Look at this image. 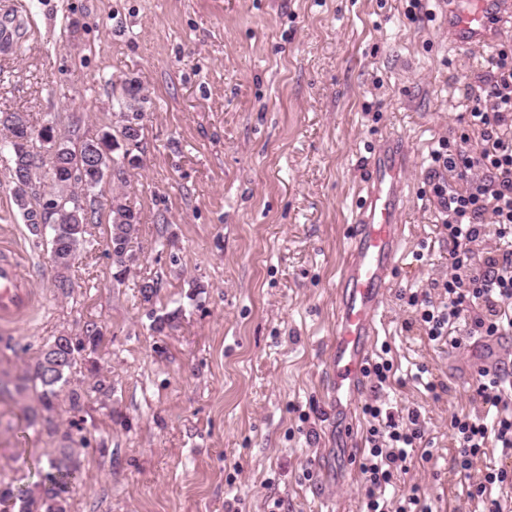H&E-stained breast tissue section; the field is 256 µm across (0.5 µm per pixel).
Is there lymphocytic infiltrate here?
I'll list each match as a JSON object with an SVG mask.
<instances>
[{
	"label": "lymphocytic infiltrate",
	"mask_w": 512,
	"mask_h": 512,
	"mask_svg": "<svg viewBox=\"0 0 512 512\" xmlns=\"http://www.w3.org/2000/svg\"><path fill=\"white\" fill-rule=\"evenodd\" d=\"M457 138L439 140L430 153L428 183L448 235L452 273L406 295L428 339L460 347L463 336L512 335V45L496 44ZM497 248L476 253L488 234ZM480 410L450 421L452 472L483 463L465 488L483 512H512V470L489 461V450L512 457V372L482 371L476 388ZM369 428L359 470L362 512H431L417 493L391 494L415 454L429 456L425 425L414 409L381 399L365 404Z\"/></svg>",
	"instance_id": "lymphocytic-infiltrate-1"
}]
</instances>
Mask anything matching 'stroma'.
Returning a JSON list of instances; mask_svg holds the SVG:
<instances>
[{"label": "stroma", "instance_id": "obj_1", "mask_svg": "<svg viewBox=\"0 0 512 512\" xmlns=\"http://www.w3.org/2000/svg\"><path fill=\"white\" fill-rule=\"evenodd\" d=\"M450 0H0V111L55 116L91 137L111 130L114 93L137 78L150 107L127 205L140 216L137 264L114 284L107 254L112 191L52 286L46 239L14 203L0 153V227L40 301L32 322L0 328V380L31 374L55 336L97 325L56 401L59 433L86 435L69 512H360V474L322 481L328 448L326 354L353 204L375 145L403 140L408 200L387 303L377 319L398 371L388 395L418 409L432 456L413 458L402 490L432 512H478L449 470L452 415L473 412L482 362L469 345L428 341L400 293L450 271L425 183L428 154L454 137L488 46L448 43ZM159 290L153 308L143 280ZM176 313L151 330L152 314ZM98 373H91V364ZM425 366L433 396L405 375ZM111 391L92 393L96 381ZM85 390L71 409V389ZM0 404V481L34 488L55 443Z\"/></svg>", "mask_w": 512, "mask_h": 512}]
</instances>
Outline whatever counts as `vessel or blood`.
<instances>
[{
	"mask_svg": "<svg viewBox=\"0 0 512 512\" xmlns=\"http://www.w3.org/2000/svg\"><path fill=\"white\" fill-rule=\"evenodd\" d=\"M512 13V0H453L448 39L456 46L490 42L494 19ZM406 158L396 142H385L363 181L351 226L350 244L339 278L336 326L327 369L330 404L336 414V456L350 462L355 433L352 411L365 384L372 359L376 320L392 283L395 259L404 236L398 214L404 203L401 172ZM34 295L28 277L11 249L0 250V325L9 326L31 312Z\"/></svg>",
	"mask_w": 512,
	"mask_h": 512,
	"instance_id": "1",
	"label": "vessel or blood"
}]
</instances>
